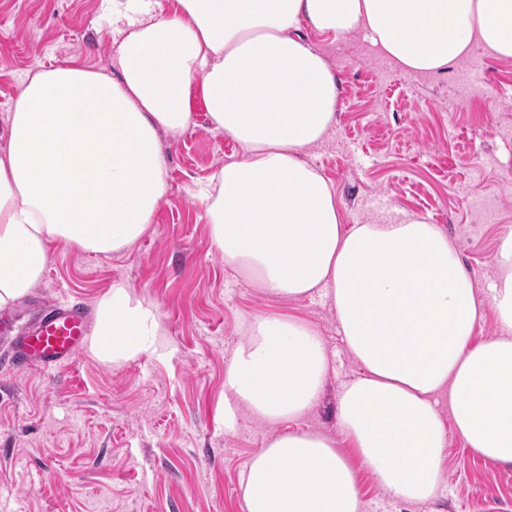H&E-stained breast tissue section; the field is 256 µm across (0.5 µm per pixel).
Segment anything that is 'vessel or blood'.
Instances as JSON below:
<instances>
[{"mask_svg": "<svg viewBox=\"0 0 512 512\" xmlns=\"http://www.w3.org/2000/svg\"><path fill=\"white\" fill-rule=\"evenodd\" d=\"M88 334L89 315L83 305H46L42 315L14 337L10 361L17 369L59 368L83 346Z\"/></svg>", "mask_w": 512, "mask_h": 512, "instance_id": "obj_1", "label": "vessel or blood"}]
</instances>
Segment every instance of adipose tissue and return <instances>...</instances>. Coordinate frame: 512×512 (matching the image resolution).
Listing matches in <instances>:
<instances>
[{"mask_svg": "<svg viewBox=\"0 0 512 512\" xmlns=\"http://www.w3.org/2000/svg\"><path fill=\"white\" fill-rule=\"evenodd\" d=\"M112 0L118 76L77 65L28 76L0 153V310L40 281L48 246L124 251L170 189L160 133L202 99L242 150L200 191L212 246L269 295L315 294L334 309L364 370L344 385L336 439L284 431L240 480L246 512H359V469L396 497L436 491L446 445L438 408L478 455L512 465V233L477 300L441 230L421 216L344 228L330 183L303 156L336 123L340 80L309 34L362 31L407 71L430 75L481 49L512 58V0ZM494 314L504 335L473 343ZM155 306L117 282L98 300L90 350L120 365L160 350ZM329 355L306 320L255 317L224 375V425L271 424L320 400Z\"/></svg>", "mask_w": 512, "mask_h": 512, "instance_id": "ef3b65f1", "label": "adipose tissue"}]
</instances>
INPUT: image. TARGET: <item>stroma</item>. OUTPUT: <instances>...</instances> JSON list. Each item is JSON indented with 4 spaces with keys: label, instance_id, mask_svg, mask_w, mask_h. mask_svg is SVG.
Listing matches in <instances>:
<instances>
[{
    "label": "stroma",
    "instance_id": "obj_1",
    "mask_svg": "<svg viewBox=\"0 0 512 512\" xmlns=\"http://www.w3.org/2000/svg\"><path fill=\"white\" fill-rule=\"evenodd\" d=\"M341 79L335 128L306 162L333 186L344 227L426 217L454 246L486 298L495 257L512 232V59L484 57L483 82L407 72L363 37H314ZM105 0H0V129L32 72L77 61L116 73ZM171 190L149 232L127 251L90 256L51 246L41 281L0 311V512H246L239 488L251 456L281 430L339 440L336 398L361 376L336 313L320 297L269 296L224 261L193 191L237 144L212 130L195 100L190 125L162 135ZM154 303L165 329L161 355L121 365L82 348L66 367L14 369L11 336L43 301L95 309L116 282ZM297 315L333 354L326 392L302 417L269 424L240 415L224 427V373L253 317ZM360 512H512V466L486 460L455 429L435 494L407 501L358 473Z\"/></svg>",
    "mask_w": 512,
    "mask_h": 512
}]
</instances>
